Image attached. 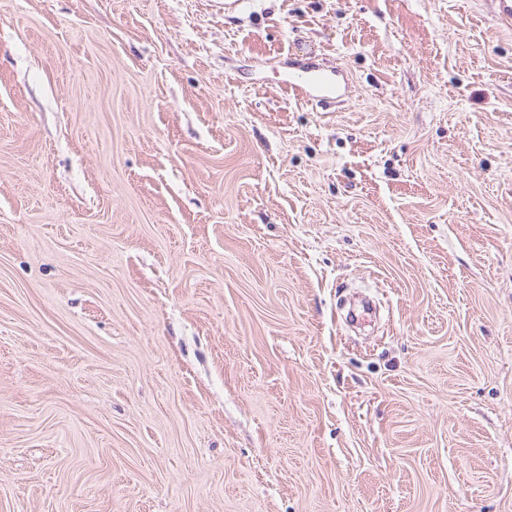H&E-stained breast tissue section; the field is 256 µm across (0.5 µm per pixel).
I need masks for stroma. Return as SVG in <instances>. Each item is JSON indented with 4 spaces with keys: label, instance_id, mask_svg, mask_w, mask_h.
Returning a JSON list of instances; mask_svg holds the SVG:
<instances>
[{
    "label": "stroma",
    "instance_id": "obj_1",
    "mask_svg": "<svg viewBox=\"0 0 512 512\" xmlns=\"http://www.w3.org/2000/svg\"><path fill=\"white\" fill-rule=\"evenodd\" d=\"M0 512H512L494 0H0ZM288 89L293 92L304 91L308 96L322 99L334 96L337 99L340 96L338 86H334L329 74L314 67L289 72Z\"/></svg>",
    "mask_w": 512,
    "mask_h": 512
}]
</instances>
